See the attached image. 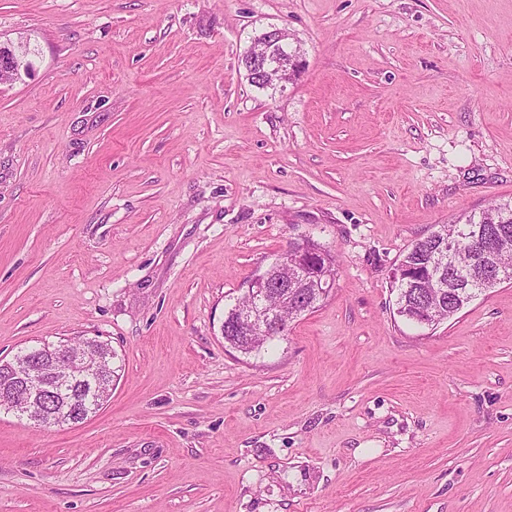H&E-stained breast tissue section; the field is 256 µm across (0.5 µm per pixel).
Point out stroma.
Returning a JSON list of instances; mask_svg holds the SVG:
<instances>
[{
    "label": "stroma",
    "instance_id": "stroma-1",
    "mask_svg": "<svg viewBox=\"0 0 512 512\" xmlns=\"http://www.w3.org/2000/svg\"><path fill=\"white\" fill-rule=\"evenodd\" d=\"M302 72L251 86L254 36ZM0 358L108 342L79 424L0 413V512H512V283L396 314L417 240L512 200V0H0ZM329 297L224 312L290 243ZM29 54L27 43L15 46L11 42H0V84L18 80L21 70L25 74L29 72L32 68ZM302 290L306 293L305 301L299 302L297 305L285 306L282 319L288 322L294 321L306 313L313 312L320 302L328 297L320 293L319 288H315L313 279L309 278L302 284ZM248 307V298L246 296L237 300L224 314V343L232 349L237 350L245 356L260 357L262 352L268 351L271 343L284 336V331L278 328L270 330L264 327L258 331H253L250 335L246 336L242 333L239 327V321L244 310Z\"/></svg>",
    "mask_w": 512,
    "mask_h": 512
}]
</instances>
